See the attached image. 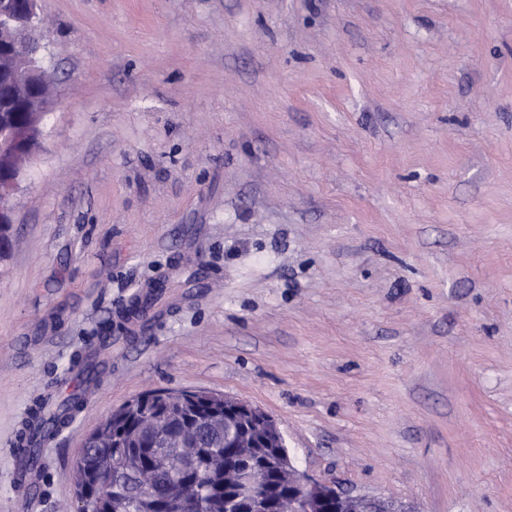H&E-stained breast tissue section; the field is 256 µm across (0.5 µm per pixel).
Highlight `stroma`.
I'll return each instance as SVG.
<instances>
[{
  "label": "stroma",
  "instance_id": "stroma-1",
  "mask_svg": "<svg viewBox=\"0 0 512 512\" xmlns=\"http://www.w3.org/2000/svg\"><path fill=\"white\" fill-rule=\"evenodd\" d=\"M40 6L55 100L0 259V512H74L86 436L162 390L261 408L351 494L512 512V0ZM107 330L19 496L11 438Z\"/></svg>",
  "mask_w": 512,
  "mask_h": 512
}]
</instances>
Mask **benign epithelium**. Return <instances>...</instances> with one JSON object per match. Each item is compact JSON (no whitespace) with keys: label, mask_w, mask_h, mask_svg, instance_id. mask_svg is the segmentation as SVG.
I'll return each mask as SVG.
<instances>
[{"label":"benign epithelium","mask_w":512,"mask_h":512,"mask_svg":"<svg viewBox=\"0 0 512 512\" xmlns=\"http://www.w3.org/2000/svg\"><path fill=\"white\" fill-rule=\"evenodd\" d=\"M38 0H0V228L16 223L13 193L23 169L36 151L30 147L34 131L41 129L54 98V88L39 64L41 45L32 32L39 27ZM204 410L206 422L224 424V445L241 449L227 461L212 457L213 468L224 474V499L245 507L246 512H393L377 498L356 497L336 487L317 483L301 474L286 453L266 454L269 448H283V434L270 415L237 398L187 391L173 395H143L130 401L119 417L157 414L169 422L191 412ZM154 455L163 464L161 452L173 439L147 431ZM262 458L260 464L251 458ZM110 479L99 473L82 472L76 479L77 500L92 501L109 487ZM192 480L173 501L172 512H199L201 503H188ZM135 512H154L152 495H133Z\"/></svg>","instance_id":"7a95c632"}]
</instances>
